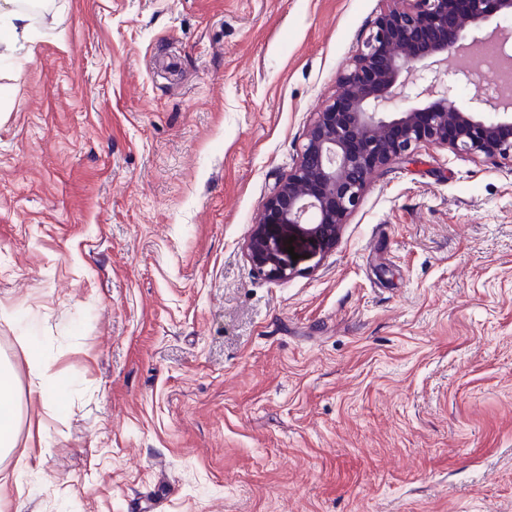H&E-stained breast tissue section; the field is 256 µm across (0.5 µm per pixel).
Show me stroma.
I'll list each match as a JSON object with an SVG mask.
<instances>
[{
    "label": "stroma",
    "mask_w": 512,
    "mask_h": 512,
    "mask_svg": "<svg viewBox=\"0 0 512 512\" xmlns=\"http://www.w3.org/2000/svg\"><path fill=\"white\" fill-rule=\"evenodd\" d=\"M389 6L53 0L0 53V512H512L511 159L420 148L288 279L246 256ZM18 414L14 374L10 365L0 363V455L16 450Z\"/></svg>",
    "instance_id": "stroma-1"
}]
</instances>
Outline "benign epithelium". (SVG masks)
<instances>
[{"label":"benign epithelium","mask_w":512,"mask_h":512,"mask_svg":"<svg viewBox=\"0 0 512 512\" xmlns=\"http://www.w3.org/2000/svg\"><path fill=\"white\" fill-rule=\"evenodd\" d=\"M380 14L353 68L339 75V92L317 113L299 159L267 198L246 251L273 280L288 278V231L298 230L318 254L330 251L346 218L358 208L370 175L412 160L420 144L495 160L512 158V95L479 100L466 110L453 100L472 67L434 74L443 55L485 41L487 0H393ZM412 87L421 107L398 109ZM501 112H485L492 105Z\"/></svg>","instance_id":"7a95c632"}]
</instances>
